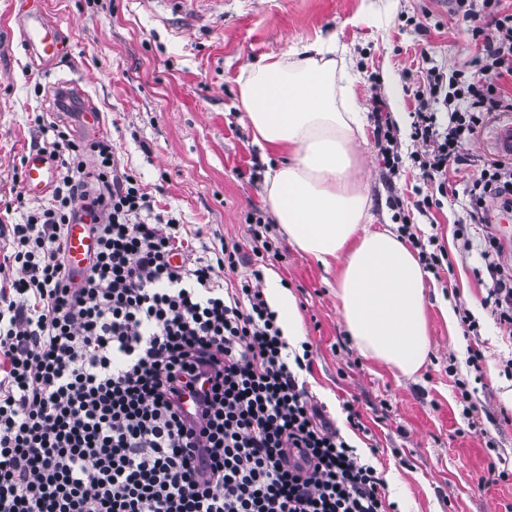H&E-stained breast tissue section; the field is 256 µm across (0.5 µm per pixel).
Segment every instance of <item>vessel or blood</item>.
Segmentation results:
<instances>
[{
    "label": "vessel or blood",
    "mask_w": 512,
    "mask_h": 512,
    "mask_svg": "<svg viewBox=\"0 0 512 512\" xmlns=\"http://www.w3.org/2000/svg\"><path fill=\"white\" fill-rule=\"evenodd\" d=\"M20 40L31 56L43 65H52L61 57L64 34L59 25L52 23L46 14L42 0H28L25 10L14 16ZM23 189L28 196L39 197L48 192L58 180V167L48 154L33 149L22 160ZM89 219L68 225L65 236L67 260L73 273H81L94 250V239Z\"/></svg>",
    "instance_id": "1"
}]
</instances>
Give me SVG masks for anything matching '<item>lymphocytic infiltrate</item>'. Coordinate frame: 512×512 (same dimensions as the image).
<instances>
[{
    "label": "lymphocytic infiltrate",
    "mask_w": 512,
    "mask_h": 512,
    "mask_svg": "<svg viewBox=\"0 0 512 512\" xmlns=\"http://www.w3.org/2000/svg\"><path fill=\"white\" fill-rule=\"evenodd\" d=\"M453 2L494 30L471 29L477 69L429 70L415 90L413 160L443 196L485 114L512 112V0ZM44 149L63 173L0 257V512H391L383 480L300 383L312 352L289 356L262 270L237 276L270 253L263 218L247 219L250 254L227 241L200 256L110 141L57 129ZM466 190L462 229L512 207V162L487 160ZM82 202L96 248L77 281L65 231ZM484 243L486 301L512 331V273L499 241ZM199 379L190 416L182 397Z\"/></svg>",
    "instance_id": "obj_1"
}]
</instances>
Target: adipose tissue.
<instances>
[{
    "instance_id": "ef3b65f1",
    "label": "adipose tissue",
    "mask_w": 512,
    "mask_h": 512,
    "mask_svg": "<svg viewBox=\"0 0 512 512\" xmlns=\"http://www.w3.org/2000/svg\"><path fill=\"white\" fill-rule=\"evenodd\" d=\"M238 84L255 143L288 155L268 166L265 190L289 244L324 268L340 263L336 298L360 354L417 375L431 350L426 272L396 232L368 228L373 216L353 152L365 115L345 46L330 37L292 47L242 71ZM266 293L289 347H298L294 296L274 275Z\"/></svg>"
}]
</instances>
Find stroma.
I'll return each instance as SVG.
<instances>
[{"label": "stroma", "instance_id": "1", "mask_svg": "<svg viewBox=\"0 0 512 512\" xmlns=\"http://www.w3.org/2000/svg\"><path fill=\"white\" fill-rule=\"evenodd\" d=\"M69 45L65 60L41 68L18 36L0 38V199H14L11 176L25 152L43 146L45 131L64 125L54 86L78 83L101 118L99 134L111 140L158 208L173 212L198 253L232 239L249 249L245 219L269 217L265 163L242 110L237 77L273 53H285L320 34L345 45L356 76L354 91L366 117L357 151L358 178L371 204L372 229L394 228L443 247L448 265L431 270L426 310L431 351L417 377H405L363 357L336 299V273L291 246L278 224L266 233L279 254L270 269L287 281L313 345L305 380L360 459L380 478L396 477L388 500L397 512H512V338L485 298L491 285L480 257L484 233H512V220L490 206L504 226L459 234L464 188L494 152L493 128L512 112L489 115L468 160L450 180L456 194L419 212L432 194L410 158L412 89L428 69L468 65L475 56L470 24L451 0H44ZM384 115L400 114L395 135L402 163L389 173L377 146L374 101ZM469 311L474 331L448 326L441 311ZM482 354L479 365L470 350ZM359 406L367 433L344 421V402Z\"/></svg>", "mask_w": 512, "mask_h": 512}]
</instances>
